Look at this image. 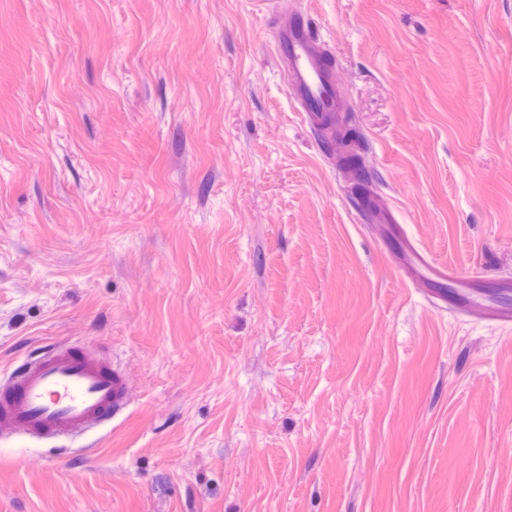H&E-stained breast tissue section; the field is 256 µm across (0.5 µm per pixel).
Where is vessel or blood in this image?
Returning a JSON list of instances; mask_svg holds the SVG:
<instances>
[{
    "instance_id": "obj_1",
    "label": "vessel or blood",
    "mask_w": 512,
    "mask_h": 512,
    "mask_svg": "<svg viewBox=\"0 0 512 512\" xmlns=\"http://www.w3.org/2000/svg\"><path fill=\"white\" fill-rule=\"evenodd\" d=\"M274 47L287 70L286 90L296 111L325 139H332L341 101L323 40L291 13L280 18ZM363 208L373 223L392 225L405 263L417 276L434 283L452 277L451 268L408 238L393 211L379 199L369 197ZM127 402L128 383L121 372L91 353L54 349L20 364L0 387V434L69 437L111 422Z\"/></svg>"
}]
</instances>
